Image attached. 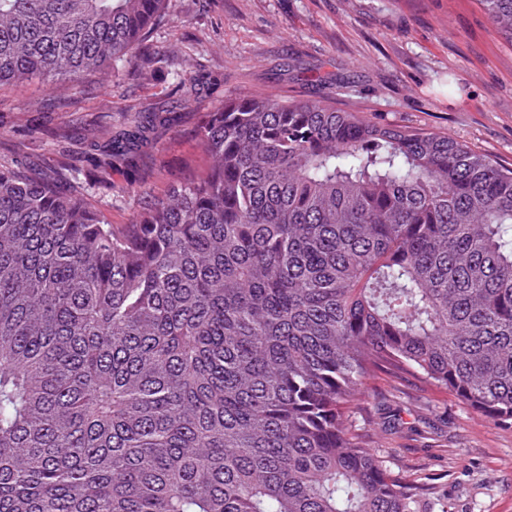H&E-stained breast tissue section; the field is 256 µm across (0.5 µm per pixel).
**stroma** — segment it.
Masks as SVG:
<instances>
[{"instance_id":"1","label":"stroma","mask_w":512,"mask_h":512,"mask_svg":"<svg viewBox=\"0 0 512 512\" xmlns=\"http://www.w3.org/2000/svg\"><path fill=\"white\" fill-rule=\"evenodd\" d=\"M146 75L115 65L83 92L38 78L0 86V162L53 175L112 224L139 193L164 194L204 166L195 136L225 96L324 100L381 125L452 137L512 168V44L475 0H167L144 42ZM187 78L194 110L138 158L141 180L86 178L89 142L148 107L171 108ZM352 426L414 501V512H512V429L408 378L366 381Z\"/></svg>"}]
</instances>
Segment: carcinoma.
<instances>
[{"label": "carcinoma", "mask_w": 512, "mask_h": 512, "mask_svg": "<svg viewBox=\"0 0 512 512\" xmlns=\"http://www.w3.org/2000/svg\"><path fill=\"white\" fill-rule=\"evenodd\" d=\"M476 2L512 43V0ZM165 3L0 0V84L141 70ZM196 136L128 224L0 164V512H413L351 408L384 372L512 428V168L264 94Z\"/></svg>", "instance_id": "1"}]
</instances>
